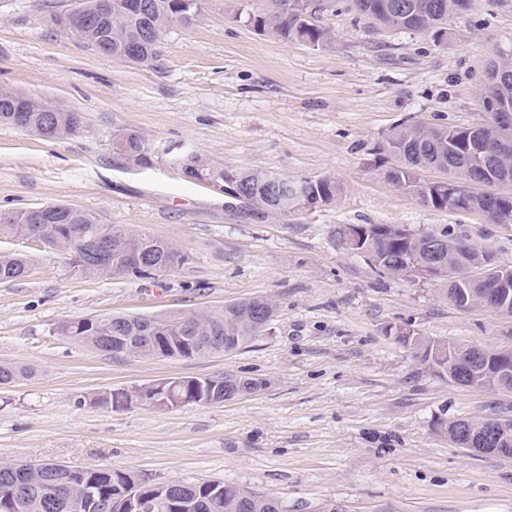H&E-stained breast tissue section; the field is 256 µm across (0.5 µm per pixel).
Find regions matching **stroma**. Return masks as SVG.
I'll return each instance as SVG.
<instances>
[{"mask_svg": "<svg viewBox=\"0 0 512 512\" xmlns=\"http://www.w3.org/2000/svg\"><path fill=\"white\" fill-rule=\"evenodd\" d=\"M0 0V88L78 112V134L45 140L0 123V214L66 203L177 242L189 262L151 278L76 277L63 256L0 236L25 277L0 283V363L36 375L0 387V465L58 462L220 481L281 498L288 512H512V458L474 455L436 419L505 413L512 394L431 375L402 326L454 344L512 345V318L442 299L436 283L380 274L337 237L345 224L448 231L512 265V228L421 204L376 167L389 135L420 122L474 127L477 87L512 54V0H468L447 37L389 29L327 0L334 37L317 47L260 34L265 0H209L173 24L148 66L99 53L56 29L49 6ZM144 134L149 162L126 163L114 133ZM232 170L329 176L335 203L254 216L181 170L189 152ZM263 297L265 332L200 359L112 356L57 335L58 322L168 316ZM266 380L208 406L112 408L97 396L166 378Z\"/></svg>", "mask_w": 512, "mask_h": 512, "instance_id": "35a3bbf8", "label": "stroma"}]
</instances>
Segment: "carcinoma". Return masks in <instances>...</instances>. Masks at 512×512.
I'll list each match as a JSON object with an SVG mask.
<instances>
[{
  "label": "carcinoma",
  "instance_id": "carcinoma-1",
  "mask_svg": "<svg viewBox=\"0 0 512 512\" xmlns=\"http://www.w3.org/2000/svg\"><path fill=\"white\" fill-rule=\"evenodd\" d=\"M149 4L146 15L137 12L112 10L92 14L90 23L73 31L93 49L107 44L112 49L110 56L122 58L128 44H140V54L133 59L137 64H148L157 57L164 32L174 23L189 25L203 15L206 0H195L194 7H181L184 0H144ZM282 0H270L267 8L248 15L247 22L264 35L284 41H303L312 46L330 43L331 32L320 20L314 21L290 14L280 8ZM454 4L456 0H353L355 9L376 23L388 28L411 30L414 19L404 18L395 10L398 4L410 6V12L429 19L430 32L435 34L445 29L448 18L455 11L440 10L443 3ZM21 99L25 111L20 113L23 123L19 127L44 139H60L79 132L82 116L62 107L51 105L38 98L21 97L7 89H0V123L16 124L17 115L11 112L15 99ZM473 130L469 127L428 124L426 127L410 125L392 133L386 143L378 148L379 154L392 160L382 164L383 176L395 185L406 187L420 202L435 209L457 211L459 207L449 202L439 203L424 185L421 172L434 167L446 169L448 180L457 184L466 177L475 158L467 153ZM112 146L115 153L137 165L148 163L146 143L143 135L133 129H125L114 135ZM183 173L190 179L212 187L232 181L241 188L246 210L254 214L286 212L295 206L298 196L304 192L314 195L319 206L330 205L338 198L341 188L332 178L315 185L307 179L300 181L285 178L276 184L269 182L270 174L263 170H229L200 153H188L182 160ZM41 228L45 237V250L63 254L72 267H79L83 277L106 275L110 277H145L157 270L174 267V260L181 258L186 264L188 255L172 242L145 233L134 232L119 224H103L98 217L84 209L73 206L69 209L60 203L39 206L34 213L30 209L0 219V235L18 239H29V234ZM363 247L365 255L381 272L400 275L404 261L412 256L423 257L429 246H440L438 260L447 267L446 274L436 278L442 285L444 298L460 308L463 299L453 282L458 258L471 266H485L492 275L484 281L471 284L469 290L481 294L500 284L493 274L497 268L512 270V265L500 264L494 255L477 247L458 254L461 241L448 235V231L415 233L396 224H365ZM106 232L112 238V253L105 260L82 257L78 243ZM135 252L144 259L140 268L127 263V255ZM28 260L21 254L0 253V282H10L25 275ZM275 305L263 298H252L224 306L219 310H199L187 316L171 315L159 318L155 323L148 316L115 314L82 319L65 320L57 324L58 335L91 346L98 351L112 352V326L123 324L125 334L135 336V354L150 358H201L236 350L264 332L274 316ZM402 339L416 349L420 364L434 375L445 378L466 376L468 361L464 355L473 353L474 345L448 346L446 341L428 340L414 333ZM34 369L24 364H0V385H9L33 376ZM264 387V382L255 379L201 378L189 381L182 396L194 399L201 390L224 392L227 400L252 394ZM130 395L123 389L113 390L98 398V401L113 408L128 405ZM51 472H13L0 469V500L16 492L24 497L21 512H68L67 508L47 496V485ZM138 481V491L146 499L155 502L153 512H275L276 498L246 490L224 482H201L185 485L173 495H162L149 477L138 478V474L108 467L81 470L75 481L87 485L94 494L115 505H120L129 484Z\"/></svg>",
  "mask_w": 512,
  "mask_h": 512
}]
</instances>
